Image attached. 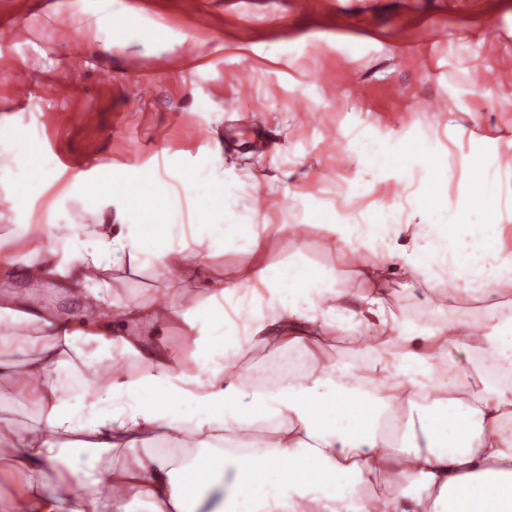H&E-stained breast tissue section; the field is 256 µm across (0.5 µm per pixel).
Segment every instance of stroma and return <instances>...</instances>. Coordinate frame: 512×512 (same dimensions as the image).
Returning a JSON list of instances; mask_svg holds the SVG:
<instances>
[{"mask_svg":"<svg viewBox=\"0 0 512 512\" xmlns=\"http://www.w3.org/2000/svg\"><path fill=\"white\" fill-rule=\"evenodd\" d=\"M95 14L98 0H0V140L14 146L0 154V238L52 224L58 248L69 249L95 221L82 189L54 203L30 190V167L46 179L75 169L118 185L195 167L219 148L224 178L237 185L226 223H307L305 248L279 236L271 262L303 257L354 288L323 213L303 215L304 202L340 208L354 191L361 209L385 215L410 178L365 164L352 131L381 140L450 134L512 170V0H112L100 15L109 50L72 55L59 26ZM491 36L498 45L487 54ZM173 56L185 67L170 69ZM16 70L28 76V98L14 93ZM203 128L209 141L198 136ZM258 130L280 145L277 158L250 156ZM259 194L272 206L259 209ZM17 255L14 272L0 276V302L83 318L81 290L52 273L41 296L26 297V252ZM100 280L116 298L181 303L177 284L155 266L110 267ZM417 314L432 325L475 320L482 309L461 294L442 315L418 295L397 311L408 321Z\"/></svg>","mask_w":512,"mask_h":512,"instance_id":"obj_1","label":"stroma"}]
</instances>
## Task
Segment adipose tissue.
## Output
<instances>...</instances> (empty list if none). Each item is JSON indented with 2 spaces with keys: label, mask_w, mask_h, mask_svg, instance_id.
<instances>
[{
  "label": "adipose tissue",
  "mask_w": 512,
  "mask_h": 512,
  "mask_svg": "<svg viewBox=\"0 0 512 512\" xmlns=\"http://www.w3.org/2000/svg\"><path fill=\"white\" fill-rule=\"evenodd\" d=\"M438 142L411 137L385 147L377 164L415 170L417 187L390 219L361 213L324 230L347 253L356 288L296 264L273 275L268 247L285 234L304 244L301 224H225L232 182L198 191L191 174L152 177L121 191L95 187L110 200L112 224L88 226V249L59 252L53 225L34 228L33 252L44 271L89 284L88 301L113 320L70 322L0 305V322L26 324L24 360L0 359V380L16 383L38 410L19 432L0 423V471L17 479L0 512H512V314L495 295L512 285V184L494 193L458 189L437 196L429 185L448 175ZM195 203L184 234L207 233V249L225 235L252 261L234 280L194 279L201 303L158 309L111 298L94 282L106 262L125 255L162 272L189 270L163 224L128 220L143 204L180 215L172 181ZM486 300L478 324L458 318L418 326L396 314L417 283ZM146 324L152 338L126 333ZM179 330L190 355L170 349ZM348 345L334 361L322 352ZM270 354L272 382L257 378L251 354ZM120 354L142 366L134 378L102 373ZM475 375L466 398L449 396L459 375ZM104 384L105 396L93 389ZM401 406L397 430L387 416ZM268 440L243 441L252 427ZM89 437L92 454L63 460V438ZM389 487L383 500L370 490Z\"/></svg>",
  "instance_id": "obj_1"
}]
</instances>
